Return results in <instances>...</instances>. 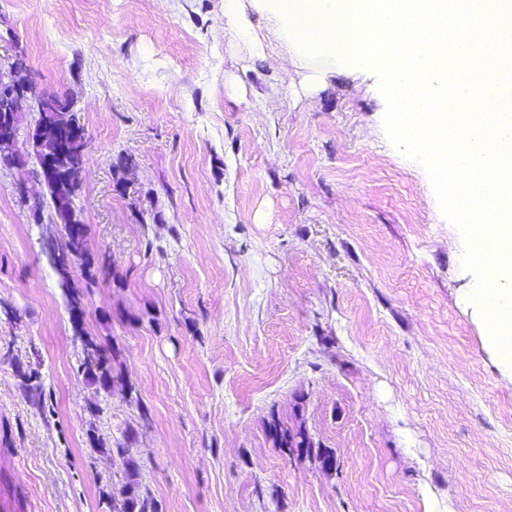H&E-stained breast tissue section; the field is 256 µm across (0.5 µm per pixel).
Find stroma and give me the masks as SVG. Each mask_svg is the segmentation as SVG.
Returning <instances> with one entry per match:
<instances>
[{
    "label": "stroma",
    "instance_id": "stroma-1",
    "mask_svg": "<svg viewBox=\"0 0 512 512\" xmlns=\"http://www.w3.org/2000/svg\"><path fill=\"white\" fill-rule=\"evenodd\" d=\"M248 17L263 56L225 38L224 0H0V56L79 111L76 206L111 259L88 291L72 267L74 318L36 166H0V512H109L129 457L159 512H512V375L462 232L377 77L288 82ZM86 337L117 383L82 372ZM275 432L279 447L282 449L283 453L291 455L294 452H305L306 454L312 452V442L303 431L299 430L292 433L288 431V429H285L279 433L278 428H275Z\"/></svg>",
    "mask_w": 512,
    "mask_h": 512
}]
</instances>
